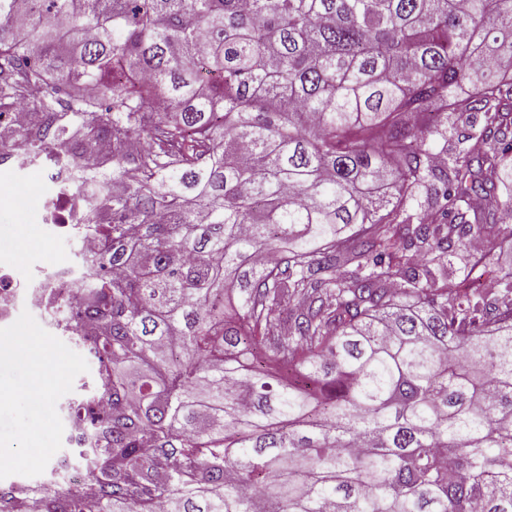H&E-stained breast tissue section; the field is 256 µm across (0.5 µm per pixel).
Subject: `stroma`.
Instances as JSON below:
<instances>
[{"label": "stroma", "mask_w": 512, "mask_h": 512, "mask_svg": "<svg viewBox=\"0 0 512 512\" xmlns=\"http://www.w3.org/2000/svg\"><path fill=\"white\" fill-rule=\"evenodd\" d=\"M42 178L36 165L0 172V264H19L24 273L51 256L47 229L37 215L36 185ZM31 344L38 357L28 354ZM77 351L46 311L23 308L14 323L0 325V491L15 482L54 491L57 485L49 475L56 455H77V448L64 441L66 408L93 385L94 366L85 363L70 383L58 381ZM37 380L47 392L34 400L29 388Z\"/></svg>", "instance_id": "stroma-1"}]
</instances>
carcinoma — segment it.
<instances>
[{
    "label": "carcinoma",
    "mask_w": 512,
    "mask_h": 512,
    "mask_svg": "<svg viewBox=\"0 0 512 512\" xmlns=\"http://www.w3.org/2000/svg\"><path fill=\"white\" fill-rule=\"evenodd\" d=\"M16 106L96 211L103 411L0 512H512V268L445 284L512 249V0H0ZM51 476L70 485H84L90 479V473L82 463L70 465L63 462L62 458H57Z\"/></svg>",
    "instance_id": "obj_1"
}]
</instances>
